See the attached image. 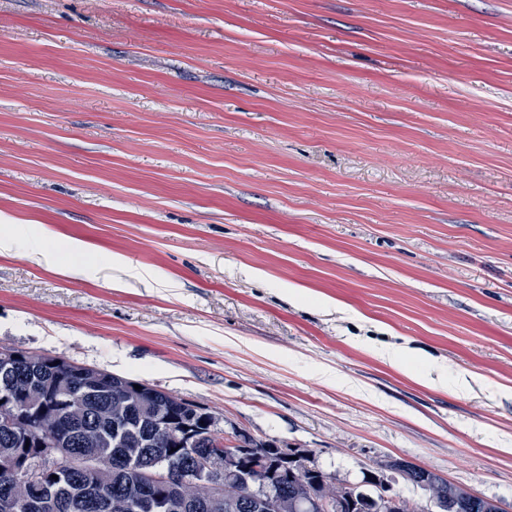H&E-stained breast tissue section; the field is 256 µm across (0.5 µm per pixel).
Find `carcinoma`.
I'll list each match as a JSON object with an SVG mask.
<instances>
[{"label":"carcinoma","mask_w":512,"mask_h":512,"mask_svg":"<svg viewBox=\"0 0 512 512\" xmlns=\"http://www.w3.org/2000/svg\"><path fill=\"white\" fill-rule=\"evenodd\" d=\"M33 382L40 403L19 417L11 429L0 427V455L17 458L39 452V440L49 436L64 442L69 458L49 472L41 483L19 489L12 477L0 472V504L18 493L28 499L27 512H167L164 500L174 497L187 504L184 512H289L295 502L315 499L336 502L333 512H378L381 470L368 469L357 482L340 479L317 467L309 451L295 449V458L279 456L275 442L240 435L251 445L243 453L224 444V433L210 429L211 413L128 376L93 366L74 364L63 371L55 359L37 356L17 364V372L0 371V386L10 385L14 398L28 405L25 388ZM142 391H137L134 385ZM183 472L180 482L151 483L147 472L157 455ZM239 457L233 470L224 471V494L217 506L192 472L195 458ZM101 460L98 470H78L88 459ZM58 479H53V476ZM427 488L429 500H451L467 491L435 472ZM274 485L278 508L264 500Z\"/></svg>","instance_id":"obj_1"}]
</instances>
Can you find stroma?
Returning a JSON list of instances; mask_svg holds the SVG:
<instances>
[{"mask_svg":"<svg viewBox=\"0 0 512 512\" xmlns=\"http://www.w3.org/2000/svg\"><path fill=\"white\" fill-rule=\"evenodd\" d=\"M0 212V347L512 512V0H0ZM411 468L418 469L419 471H425L428 472L431 476L434 478L433 484L429 488H423L426 487L430 481V476L427 473H420L418 472L416 477V482L419 483L421 486L416 485L413 480L410 477V473L407 470L404 469H395L392 470V472L400 474L405 480L409 481L413 485H416L417 487H420L421 489L427 491L429 493V500H430V506L432 507L433 501L436 499L439 503L448 499V504L451 499L454 497H458L459 495H464L467 491V487L456 485L454 483H451L446 478H443L439 474L421 467L417 466L413 463L409 464ZM470 490V489H468Z\"/></svg>","mask_w":512,"mask_h":512,"instance_id":"obj_1","label":"stroma"}]
</instances>
